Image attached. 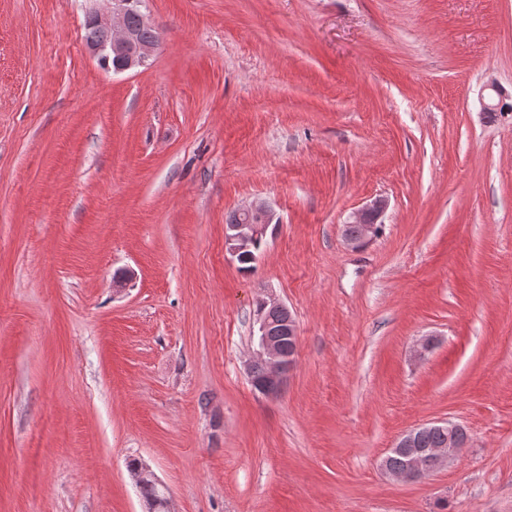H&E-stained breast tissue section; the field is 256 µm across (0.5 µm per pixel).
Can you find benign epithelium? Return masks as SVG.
<instances>
[{
    "instance_id": "1",
    "label": "benign epithelium",
    "mask_w": 512,
    "mask_h": 512,
    "mask_svg": "<svg viewBox=\"0 0 512 512\" xmlns=\"http://www.w3.org/2000/svg\"><path fill=\"white\" fill-rule=\"evenodd\" d=\"M105 3L102 9H94L89 18L103 26L108 32V40L102 44L88 45V50L97 58H114L117 61L114 71L124 72L148 65L154 55L153 47L136 41L135 35L124 26L127 14L136 11L142 23L150 25L146 14L140 12L143 0H101ZM388 208V200L383 196L371 199L361 209L355 211L349 223L358 227L354 236L344 235L346 244L358 249L371 241L379 232L381 219ZM238 213L248 217L241 224L224 225V249L234 262L244 257L257 260L254 248L257 242L275 234L280 220L272 207L262 201L253 200L238 208ZM277 309L286 311L288 307L276 297L265 294L256 300L252 319V338L256 341L252 360L246 364V371L254 391L265 396L278 395L284 385L287 375L294 367V356L286 355L283 343L276 338L298 336V326L293 314H288V321L280 327L271 324L267 311ZM262 366L261 378H256L255 367ZM429 426L448 431V445L435 448L426 460L413 456L404 471L398 473L390 469L385 472L402 481L412 482L428 476V471L447 467L454 463L465 442L459 432L461 425L457 422L441 420L429 423Z\"/></svg>"
}]
</instances>
